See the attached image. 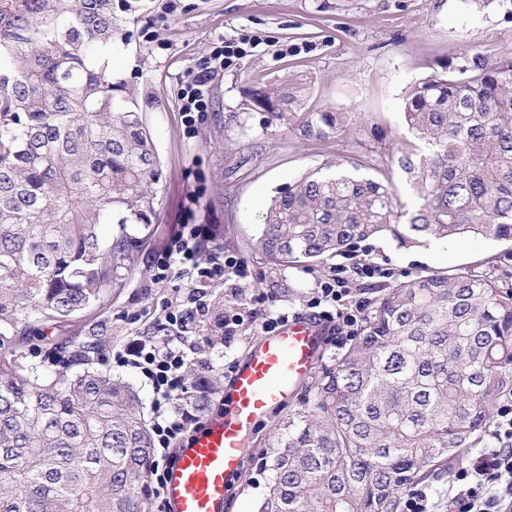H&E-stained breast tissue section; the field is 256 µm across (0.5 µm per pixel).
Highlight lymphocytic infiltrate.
Segmentation results:
<instances>
[{
	"label": "lymphocytic infiltrate",
	"mask_w": 512,
	"mask_h": 512,
	"mask_svg": "<svg viewBox=\"0 0 512 512\" xmlns=\"http://www.w3.org/2000/svg\"><path fill=\"white\" fill-rule=\"evenodd\" d=\"M210 233L206 224L184 228L156 262L155 282L186 278L192 284L187 308L170 317L171 324L177 327H185L192 311L203 310V286L248 275V265L239 257L202 254L200 243ZM349 294L346 279L335 274L319 282L310 306L317 309L319 318L335 322L353 335L361 311L351 305ZM113 358L120 366L134 368L150 381L157 410L153 446L161 458H175L179 445L189 438L191 426L188 412L178 407L189 392L183 375V351L164 337H134ZM492 437L494 446L479 449L458 474V485L448 494V512H512V404L501 408Z\"/></svg>",
	"instance_id": "1"
}]
</instances>
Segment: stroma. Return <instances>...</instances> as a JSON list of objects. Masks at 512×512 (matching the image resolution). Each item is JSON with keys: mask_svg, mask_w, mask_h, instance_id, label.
<instances>
[{"mask_svg": "<svg viewBox=\"0 0 512 512\" xmlns=\"http://www.w3.org/2000/svg\"><path fill=\"white\" fill-rule=\"evenodd\" d=\"M125 30L126 38L112 44L113 71L136 92L153 133L160 179L150 222L157 231L136 252L121 286L103 290L85 312L81 336L105 339L102 349L89 352L90 362L138 390L147 420L156 417L151 384L134 369L116 366L112 352L130 337L157 332L182 301L183 289L154 283L153 260L184 225H210L207 253L232 254L249 266L245 280L205 288L209 314L183 344L187 376L195 381L189 410L198 427L221 410L232 379L225 366L245 360L266 315H309L317 281L336 269H343L353 300L365 306L385 284L427 271H512L511 243L473 238L413 248L372 238L311 266L278 265L251 248L272 196L338 159L356 163V176H368L361 162L373 145L367 133L322 138L306 131L299 117L275 123L253 104V90L291 73L306 74L311 89L304 111L366 114L397 146L403 96L416 80L441 71L464 50H512V20L497 5L479 11L471 0H138ZM244 34L256 37L255 46L212 77L207 109L187 129L180 112L187 72L199 69L215 43ZM368 262L379 267L378 275L357 274L359 264ZM238 307L244 322L228 343L217 320ZM66 333L46 327L43 340L24 345L23 361L46 374L75 363L76 347L54 349ZM305 393V385H298L294 399L274 407L257 426L225 512H257L271 475L267 450L276 424L299 408Z\"/></svg>", "mask_w": 512, "mask_h": 512, "instance_id": "stroma-1", "label": "stroma"}]
</instances>
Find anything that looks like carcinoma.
Instances as JSON below:
<instances>
[{
	"label": "carcinoma",
	"instance_id": "carcinoma-1",
	"mask_svg": "<svg viewBox=\"0 0 512 512\" xmlns=\"http://www.w3.org/2000/svg\"><path fill=\"white\" fill-rule=\"evenodd\" d=\"M127 18L112 0H16L0 8V512H145L154 467L138 393L86 367L40 376L19 329L69 324L119 285L150 228L159 159L136 95L102 47ZM300 75L252 95L295 117ZM394 149L341 110L303 126L370 129L413 188L392 178L313 171L275 196L252 249L310 263L384 236L404 248L473 237L512 242V52L466 50L403 96ZM117 225L105 237L102 227ZM512 401V287L490 272L434 271L380 291L353 342L280 425L259 512H400L403 493L485 448Z\"/></svg>",
	"mask_w": 512,
	"mask_h": 512
}]
</instances>
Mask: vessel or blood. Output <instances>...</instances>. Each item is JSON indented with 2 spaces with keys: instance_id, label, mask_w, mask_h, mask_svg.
I'll list each match as a JSON object with an SVG mask.
<instances>
[{
  "instance_id": "b4317fda",
  "label": "vessel or blood",
  "mask_w": 512,
  "mask_h": 512,
  "mask_svg": "<svg viewBox=\"0 0 512 512\" xmlns=\"http://www.w3.org/2000/svg\"><path fill=\"white\" fill-rule=\"evenodd\" d=\"M325 336L323 324L304 316L259 336L234 372L221 413L178 449L164 486L167 512H224L254 427L292 397L294 383L311 372L322 352Z\"/></svg>"
}]
</instances>
